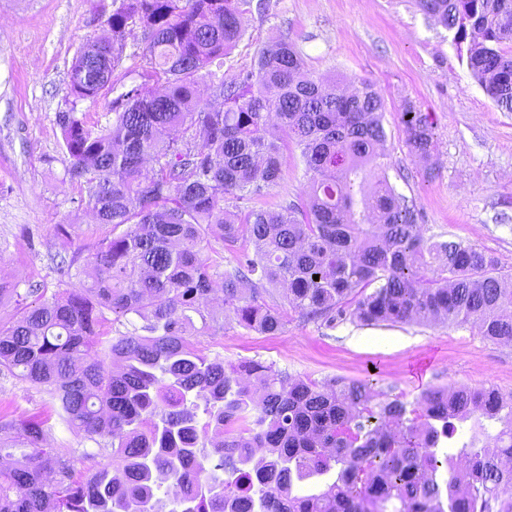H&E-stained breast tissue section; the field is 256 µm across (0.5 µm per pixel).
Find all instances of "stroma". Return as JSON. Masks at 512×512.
I'll return each instance as SVG.
<instances>
[{
  "label": "stroma",
  "instance_id": "35a3bbf8",
  "mask_svg": "<svg viewBox=\"0 0 512 512\" xmlns=\"http://www.w3.org/2000/svg\"><path fill=\"white\" fill-rule=\"evenodd\" d=\"M114 0H0V281L56 290L60 257L111 235L82 211L86 190L67 175L70 158L56 117L75 112L88 126L112 121L118 96L142 82L140 35L127 39L111 86L96 100L68 90L73 60L108 34ZM244 35L224 61L226 72L253 68L258 52L285 38L306 70L325 81L366 79L383 100L387 140L383 170L418 214L426 235L460 240L492 254L512 274V112L497 108L471 76L465 45L426 18L414 0H265L247 7ZM432 123L435 177L413 157L402 123L406 106ZM298 148L283 154V177L269 201L303 199L310 184ZM71 227L62 239L57 225ZM208 356L255 359L295 377L375 379L378 391L411 402L431 387L459 384L512 394V348L464 326H364L289 313L282 330L261 335L225 317L202 336ZM46 417L55 452L78 459L92 441L51 415L38 386L0 371V413Z\"/></svg>",
  "mask_w": 512,
  "mask_h": 512
}]
</instances>
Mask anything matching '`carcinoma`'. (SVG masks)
I'll list each match as a JSON object with an SVG mask.
<instances>
[{
  "mask_svg": "<svg viewBox=\"0 0 512 512\" xmlns=\"http://www.w3.org/2000/svg\"><path fill=\"white\" fill-rule=\"evenodd\" d=\"M245 2L121 0L107 18L112 40L87 44L71 66L70 94L96 97L138 30L143 77L161 89L121 94L99 131L59 114L67 174L112 235L86 259L88 284L66 281L78 251L56 265L50 294L0 281V301L16 303L0 321V370L42 387L59 420L106 440L112 461L77 476L48 446L46 421L1 414L0 512H512L511 395L462 386L450 398L435 387L413 404L379 400L370 382L226 363L192 340L222 327L209 311L219 289L224 311L264 335L292 310L365 325L471 324L512 344V275L494 256L422 234L384 175L355 199L387 138L372 83L353 95L326 88L285 39L261 49L252 71H224ZM415 2L468 44L471 75L512 112V0ZM202 82L224 93L223 107L201 106ZM403 116L411 153L428 159L429 115L410 105ZM273 119L313 173L299 203L260 202L283 175ZM214 241L254 253L222 270ZM270 286L286 305L264 300ZM108 313L142 324L111 337ZM202 417L223 434L208 453ZM14 448L29 452L15 458ZM332 470L317 492L297 491ZM161 476L182 486L170 510Z\"/></svg>",
  "mask_w": 512,
  "mask_h": 512,
  "instance_id": "cac0c4a2",
  "label": "carcinoma"
}]
</instances>
